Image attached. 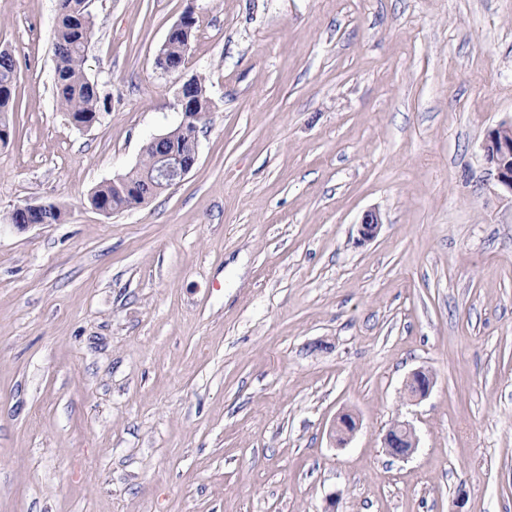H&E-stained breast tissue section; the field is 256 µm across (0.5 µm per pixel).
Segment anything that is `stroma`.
Segmentation results:
<instances>
[{
	"instance_id": "1",
	"label": "stroma",
	"mask_w": 512,
	"mask_h": 512,
	"mask_svg": "<svg viewBox=\"0 0 512 512\" xmlns=\"http://www.w3.org/2000/svg\"><path fill=\"white\" fill-rule=\"evenodd\" d=\"M68 123L57 0H0V512H512V0H91ZM182 73L155 57L185 12ZM198 162L104 216L91 191L176 126ZM63 222L18 230L19 204ZM377 236L360 241L369 210ZM431 394L404 402L417 369ZM349 409L360 428L329 436ZM408 421L405 460L382 439ZM93 35L94 24L87 1L58 0L55 90L60 108L75 127L98 122L99 113L107 109L106 99H101L97 85L83 68L87 40ZM0 51V126L10 130L9 112H14L13 88L17 81V71L12 57L5 58ZM188 81L185 82L178 91L177 101L181 106L182 112L181 120L179 123L180 129H184L188 123H195L200 121L201 112L203 116L201 118V122L205 120L206 114L208 112V97H207V89L203 79L199 77H194L191 85L188 88L187 95L190 96L191 101L189 102V97L184 95L185 89L187 88ZM195 104V105H194ZM195 108L194 112L193 111ZM200 122V123H201ZM512 123L503 122L491 129L483 142L487 163L495 170L498 183L512 194ZM509 132V138L505 133ZM360 425L358 416L352 411H342L336 415L330 432L337 446L348 444Z\"/></svg>"
}]
</instances>
